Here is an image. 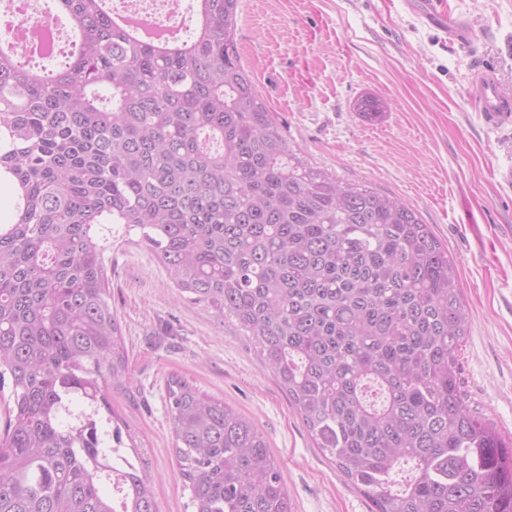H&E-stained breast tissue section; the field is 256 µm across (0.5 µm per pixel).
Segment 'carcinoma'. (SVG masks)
Listing matches in <instances>:
<instances>
[{
  "mask_svg": "<svg viewBox=\"0 0 512 512\" xmlns=\"http://www.w3.org/2000/svg\"><path fill=\"white\" fill-rule=\"evenodd\" d=\"M237 2L193 0L192 35L158 45L106 0H53L79 41L55 70L0 42V512H156L104 446L129 371L96 224L138 231L180 293L237 321L370 512H512V446L461 389L448 248L405 200L288 147L240 63ZM166 399L194 512H293L249 419L179 377Z\"/></svg>",
  "mask_w": 512,
  "mask_h": 512,
  "instance_id": "cac0c4a2",
  "label": "carcinoma"
}]
</instances>
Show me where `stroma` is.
Segmentation results:
<instances>
[{
	"label": "stroma",
	"mask_w": 512,
	"mask_h": 512,
	"mask_svg": "<svg viewBox=\"0 0 512 512\" xmlns=\"http://www.w3.org/2000/svg\"><path fill=\"white\" fill-rule=\"evenodd\" d=\"M470 42L447 43L406 0H239L241 61L289 146L347 182L406 200L454 258L469 332L464 390L512 440V132L488 130L469 97L476 68L512 89V0H445ZM383 100L375 121L356 112ZM107 239L112 308L130 380L109 401L158 512H191L173 449L166 384L178 376L254 422L280 465L293 512H370L315 447L287 395L236 323L182 298L138 234Z\"/></svg>",
	"instance_id": "35a3bbf8"
}]
</instances>
